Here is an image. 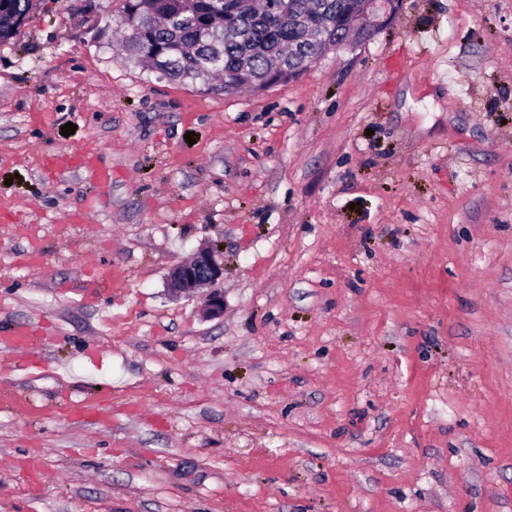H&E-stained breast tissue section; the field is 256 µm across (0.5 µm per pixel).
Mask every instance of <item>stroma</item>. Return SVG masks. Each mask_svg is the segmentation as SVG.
I'll use <instances>...</instances> for the list:
<instances>
[{
    "label": "stroma",
    "instance_id": "obj_1",
    "mask_svg": "<svg viewBox=\"0 0 512 512\" xmlns=\"http://www.w3.org/2000/svg\"><path fill=\"white\" fill-rule=\"evenodd\" d=\"M123 6L0 44V336L61 330L0 350V512H512V0L231 95L129 65ZM214 253V248L201 249L190 262L173 266L167 279L168 293L178 297L212 287L224 276V265L215 260ZM41 333V326L38 323H29L19 326L10 331L7 337L1 338L2 345L9 347L14 352H24L32 346L35 336Z\"/></svg>",
    "mask_w": 512,
    "mask_h": 512
}]
</instances>
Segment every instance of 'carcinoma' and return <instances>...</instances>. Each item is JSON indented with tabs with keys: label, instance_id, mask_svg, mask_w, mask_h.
Returning a JSON list of instances; mask_svg holds the SVG:
<instances>
[{
	"label": "carcinoma",
	"instance_id": "obj_1",
	"mask_svg": "<svg viewBox=\"0 0 512 512\" xmlns=\"http://www.w3.org/2000/svg\"><path fill=\"white\" fill-rule=\"evenodd\" d=\"M225 0H125L119 23L126 29L122 53L128 63H153L162 77L200 84L226 94L249 84L263 91L288 83L312 66L313 54H324L353 32L352 0H244L233 17L224 19ZM285 5L291 20L270 26L268 7ZM0 17V43L12 39L30 19L32 0H6ZM339 19L324 32V41L308 43L302 21Z\"/></svg>",
	"mask_w": 512,
	"mask_h": 512
}]
</instances>
